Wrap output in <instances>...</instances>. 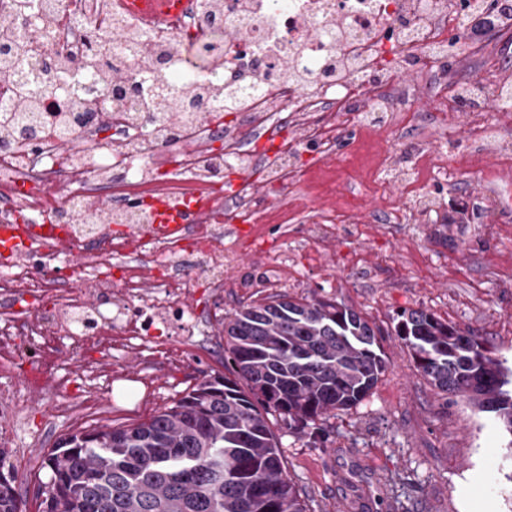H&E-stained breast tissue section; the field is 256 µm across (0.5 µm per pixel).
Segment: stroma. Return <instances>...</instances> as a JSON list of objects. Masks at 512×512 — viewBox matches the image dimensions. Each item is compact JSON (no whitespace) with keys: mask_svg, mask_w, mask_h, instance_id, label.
Segmentation results:
<instances>
[{"mask_svg":"<svg viewBox=\"0 0 512 512\" xmlns=\"http://www.w3.org/2000/svg\"><path fill=\"white\" fill-rule=\"evenodd\" d=\"M495 48L487 39L477 53L449 55L451 82L486 80L482 62ZM399 81L414 118L388 130L386 144L349 127L337 130L333 156L299 151L300 169L316 173L298 192L300 208L285 209L252 175L267 206L260 242L225 234L237 257L223 292L200 276L178 296L201 319L203 335L175 336L161 318L151 335L115 342L108 353L75 358L59 346V363L39 380L0 374L25 423L5 451L23 512H42L36 491L50 477L44 460L60 436L147 421L202 379L223 375L225 314L275 294L352 306L383 329L389 359L370 396L327 416L318 438L276 425L287 475L311 512H512V465L494 418L436 394L392 334L397 313L422 308L474 330L512 367V158L490 148L456 108L434 100L417 73L402 72ZM382 146L393 167L415 162L426 170L405 184L384 179L379 199L349 175ZM337 207L341 224L324 232L316 213ZM107 369L111 395L95 410L66 414L82 399L86 377ZM66 371L72 382L63 388L57 377Z\"/></svg>","mask_w":512,"mask_h":512,"instance_id":"stroma-1","label":"stroma"}]
</instances>
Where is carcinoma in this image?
I'll return each mask as SVG.
<instances>
[{"label":"carcinoma","instance_id":"1","mask_svg":"<svg viewBox=\"0 0 512 512\" xmlns=\"http://www.w3.org/2000/svg\"><path fill=\"white\" fill-rule=\"evenodd\" d=\"M37 25L31 0L0 15V41L10 46ZM451 42L470 37L468 14L457 15ZM119 37H92L83 71L103 79ZM24 67L7 55L0 77L22 102L38 93ZM218 75L185 82L153 97L143 82L119 86L124 99L182 125L187 102ZM237 107L223 90L219 112L195 115L209 124ZM394 335L411 353L418 374L444 396L466 399L494 414L512 436V369L491 355L476 334L421 308L393 319ZM381 330L354 308L335 301L278 295L224 317V379H205L149 421L103 426L60 438L46 457L49 482L39 488L42 512H310L288 478L273 421L306 433L332 412L359 405L388 367ZM16 476L0 471V512H21Z\"/></svg>","mask_w":512,"mask_h":512}]
</instances>
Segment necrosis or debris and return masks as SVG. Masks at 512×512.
I'll use <instances>...</instances> for the list:
<instances>
[{
	"instance_id": "1",
	"label": "necrosis or debris",
	"mask_w": 512,
	"mask_h": 512,
	"mask_svg": "<svg viewBox=\"0 0 512 512\" xmlns=\"http://www.w3.org/2000/svg\"><path fill=\"white\" fill-rule=\"evenodd\" d=\"M34 7L49 33L25 70L40 83L39 109L26 135L0 136V226H14L18 239L17 251L0 255V360L35 377L60 336L79 351L92 343L108 348L116 335H149L161 315L175 321L180 335H202L201 321L179 306L177 291L197 272L222 290L235 257L224 249L214 212L159 232L150 202L205 199L223 184L225 171L250 170L257 157L242 145V133L271 143L266 179L285 188L300 171L295 149L280 135V114L305 132L312 151L327 152L336 147L338 126L356 116L375 132L384 128L382 116L401 118L408 109L397 81L404 68L431 61L433 86L448 80V0H184L173 24L153 27L115 0H34ZM116 22L155 45V85L216 72L242 93L244 127L225 133L223 152L199 150L211 129L176 130L144 109L68 111L61 91L66 64H78L91 34L110 37ZM178 33L203 57V68L166 54ZM337 43L352 45V52L331 56ZM287 61L313 75L310 89L283 74ZM454 101L461 111L481 119L490 113L495 124L512 126V71L459 86ZM63 124L81 132L65 153L56 133ZM32 224L55 232L29 235ZM69 244L87 255L77 279L67 265ZM162 250L177 254L181 265L156 271L148 306L130 312L124 300L138 296L143 269L133 260L113 270V256ZM116 278L121 300L112 293ZM24 302L37 307L33 318L24 317Z\"/></svg>"
}]
</instances>
